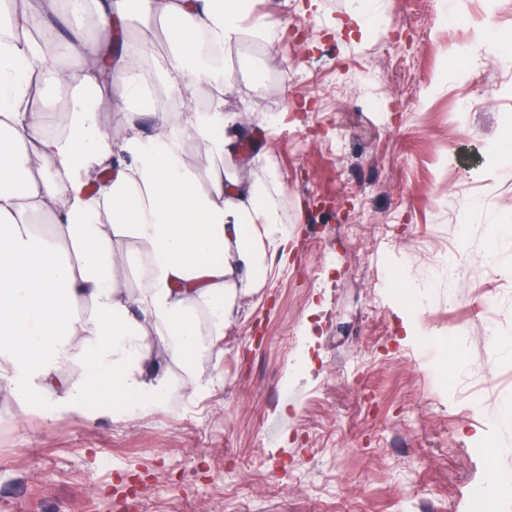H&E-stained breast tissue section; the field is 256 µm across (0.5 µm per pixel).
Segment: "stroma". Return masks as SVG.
I'll return each instance as SVG.
<instances>
[{"mask_svg":"<svg viewBox=\"0 0 512 512\" xmlns=\"http://www.w3.org/2000/svg\"><path fill=\"white\" fill-rule=\"evenodd\" d=\"M256 2L281 36L225 52L224 109L287 264L213 396L84 424L0 391V512H475L512 475V43L480 44L512 0Z\"/></svg>","mask_w":512,"mask_h":512,"instance_id":"stroma-1","label":"stroma"}]
</instances>
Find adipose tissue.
I'll return each mask as SVG.
<instances>
[{"label": "adipose tissue", "mask_w": 512, "mask_h": 512, "mask_svg": "<svg viewBox=\"0 0 512 512\" xmlns=\"http://www.w3.org/2000/svg\"><path fill=\"white\" fill-rule=\"evenodd\" d=\"M250 0H0V386L45 418L95 420L112 395L124 422L173 396H210L201 363L221 356L238 304L266 281L287 233L262 179L239 180L250 128L200 82L223 85L224 51L244 33ZM54 37L63 60L47 78L65 86V130L50 134L27 70L38 40L12 37L16 18ZM158 20L164 56L119 32ZM175 99L151 131L129 121L112 139L101 115L143 107L155 89ZM97 187H90L91 178ZM132 267L133 279L119 271ZM181 367L175 384L159 359ZM66 364L77 378H60Z\"/></svg>", "instance_id": "ef3b65f1"}]
</instances>
